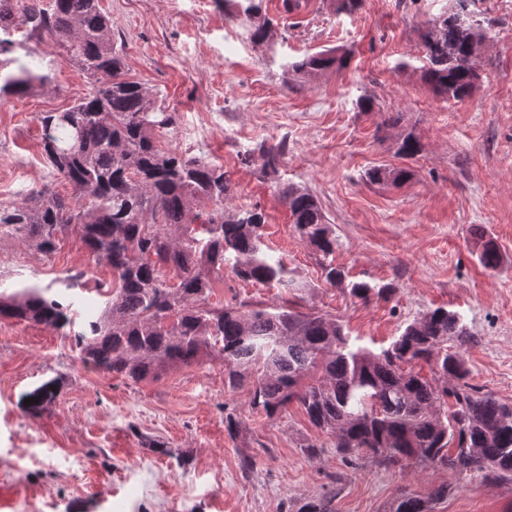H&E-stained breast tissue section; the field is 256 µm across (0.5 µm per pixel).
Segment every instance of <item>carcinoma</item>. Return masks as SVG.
<instances>
[{"label": "carcinoma", "instance_id": "carcinoma-1", "mask_svg": "<svg viewBox=\"0 0 512 512\" xmlns=\"http://www.w3.org/2000/svg\"><path fill=\"white\" fill-rule=\"evenodd\" d=\"M99 2L52 0L43 9L36 0H0V54L13 50L14 33L24 27L47 31L95 84L68 109L38 116L46 159L72 185L75 200L39 191L19 203H0L1 234L50 254L71 232L111 267L113 283L96 288L104 307L74 336L83 361L139 381L213 355L224 361L228 391H247L251 407L269 418L296 403L315 428L334 438L344 459L366 454L395 465L417 458L464 477L512 479V405L469 383L462 347L474 336L459 313L429 310L375 352L351 343L341 323L292 304L247 310L209 305L226 264L246 281L287 293L302 284L264 249L263 213L224 208L233 186L223 167L158 148L157 135L174 127V113L158 104L148 85L122 77ZM472 3L454 0L465 25L448 23L442 13L422 35L423 78L448 99L469 97L477 88L478 74L459 64L484 37ZM335 63L342 59L321 55L293 67ZM8 65L0 60L1 92L24 96L45 79L28 63L13 70ZM420 151L409 132L397 155L410 159ZM410 176L405 167L386 165L365 173L374 183H404ZM279 198L299 237L323 257L332 255L336 238L316 198L291 185ZM478 260L494 270L503 257L485 241ZM348 287L363 302L394 291L391 283L367 280ZM71 309L72 303L40 287L0 293L1 318L60 330L73 324ZM419 361L431 365L436 378L415 372L412 363ZM26 397L34 399L30 412L41 411L55 398L53 382ZM394 512H430L429 501L409 493Z\"/></svg>", "mask_w": 512, "mask_h": 512}]
</instances>
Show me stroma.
Returning <instances> with one entry per match:
<instances>
[{"label":"stroma","mask_w":512,"mask_h":512,"mask_svg":"<svg viewBox=\"0 0 512 512\" xmlns=\"http://www.w3.org/2000/svg\"><path fill=\"white\" fill-rule=\"evenodd\" d=\"M449 5L359 0L344 11L339 0H303L287 13L282 0H262L269 33L259 43L228 0H101L127 76L176 116L158 147L223 166L234 185L227 208L263 212L268 253L303 285L298 310L342 321L356 345L374 351L431 309L458 312L474 336L463 349L470 383L512 404V0H475L487 33L481 87L459 101L422 78L421 36ZM320 53L346 55L347 64L293 71ZM14 55L46 82L27 96L0 94V202L41 189L73 200L43 157L37 117L94 86L49 33L24 39ZM394 115L400 123L388 125ZM406 131L422 144L408 160L396 154ZM262 144L281 149L269 174ZM375 165L412 176L372 184L364 173ZM287 185L319 202L336 237L334 265L394 284L389 298L364 303L325 281L278 197ZM484 239L504 257L497 270L478 261ZM111 276L78 236L50 255L0 237V289L49 288L72 301L75 320L68 333L0 320V493L12 497L11 512H298L320 499L331 512H393L407 492L432 498L433 512H512L508 480L415 459L346 463L297 405L269 418L246 392H229L219 358L137 382L83 363L74 335L99 311L97 281ZM285 298L227 268L210 301L275 307ZM53 379L54 402L27 412L24 394ZM308 442L317 455L303 452ZM442 485L448 497L435 498Z\"/></svg>","instance_id":"stroma-1"}]
</instances>
